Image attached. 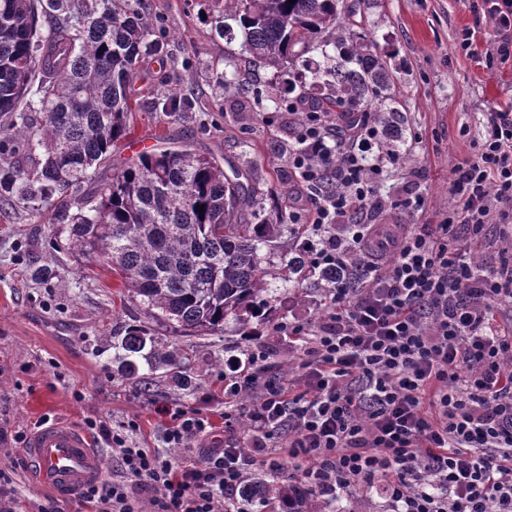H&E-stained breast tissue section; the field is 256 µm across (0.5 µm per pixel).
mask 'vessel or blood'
<instances>
[{
	"mask_svg": "<svg viewBox=\"0 0 512 512\" xmlns=\"http://www.w3.org/2000/svg\"><path fill=\"white\" fill-rule=\"evenodd\" d=\"M27 455L37 480L65 499L76 498L86 485L103 476L100 456L89 439L65 424L34 431Z\"/></svg>",
	"mask_w": 512,
	"mask_h": 512,
	"instance_id": "b4317fda",
	"label": "vessel or blood"
}]
</instances>
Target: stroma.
Returning a JSON list of instances; mask_svg holds the SVG:
<instances>
[{
    "instance_id": "obj_1",
    "label": "stroma",
    "mask_w": 512,
    "mask_h": 512,
    "mask_svg": "<svg viewBox=\"0 0 512 512\" xmlns=\"http://www.w3.org/2000/svg\"><path fill=\"white\" fill-rule=\"evenodd\" d=\"M211 9L210 0H145L155 46L141 59L130 134L111 164L122 167L137 155L134 141L142 138L151 150L187 146L220 164L253 168L266 217L287 223L289 212L309 209L288 167V115L253 109L254 94L282 93L281 79L255 67L239 40L219 36ZM466 27L492 28L466 0H378L366 22L377 52L397 66L394 91L406 119L401 160L384 183L391 195L410 185L426 197L421 211L399 206L373 215V223H441L451 203L452 166L470 156L486 112L512 104V67L477 66L459 47ZM230 64L248 94L216 86L217 73ZM165 84L192 96L194 111L177 118L153 111ZM144 320L142 306L127 299L107 266L85 265L51 210L0 205L1 432L28 435L55 421L82 429L91 419L115 427L135 420L134 445L153 450L162 447L167 423L158 408L168 405L207 413L223 435L220 376L229 363L245 360L250 337L232 324L219 336L175 337L157 327L159 342L175 343L192 385L167 369L147 389L112 361L114 337ZM21 456L10 440L0 443V469L11 471L16 487L14 512H37L53 493L34 483L29 469H12Z\"/></svg>"
}]
</instances>
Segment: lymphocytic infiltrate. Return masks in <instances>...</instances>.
I'll return each mask as SVG.
<instances>
[{"instance_id": "1", "label": "lymphocytic infiltrate", "mask_w": 512, "mask_h": 512, "mask_svg": "<svg viewBox=\"0 0 512 512\" xmlns=\"http://www.w3.org/2000/svg\"><path fill=\"white\" fill-rule=\"evenodd\" d=\"M493 36L463 29L462 51L489 42L486 59L512 61V0H470ZM302 153L288 164L302 182L334 176L340 192L313 201L314 268L338 273L317 324L284 321L303 386L267 378L270 348L249 349V368L224 379V445L201 465L173 448L207 440L200 410L162 407L165 451L133 446L138 428L89 422L120 460L117 477L87 485L91 512H223L255 466L300 467L303 483L335 497L378 486L393 512H512V263L476 261L490 224L512 222V105L486 113L476 152L457 164L454 200L440 224L370 223L388 200L375 185L399 157L383 153L362 112H312L303 100ZM249 429L237 436V414Z\"/></svg>"}]
</instances>
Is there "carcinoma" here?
<instances>
[{
	"label": "carcinoma",
	"instance_id": "1",
	"mask_svg": "<svg viewBox=\"0 0 512 512\" xmlns=\"http://www.w3.org/2000/svg\"><path fill=\"white\" fill-rule=\"evenodd\" d=\"M222 35L241 31L242 50L263 67L320 88L318 112H364L370 125L394 113L391 59L374 50L356 20L370 0H215ZM152 29L143 0H0V201L31 211L57 209L62 230L87 260L111 268L131 301L177 336H216L233 323L250 336L287 318L270 294L266 249L282 225L252 222L264 211L251 172L188 148L137 154L108 176L112 149L129 134L130 85ZM175 87L155 109L189 112ZM34 158L26 169L20 157ZM306 224L288 225L291 273L303 271ZM112 359L151 376L182 368L176 350L143 326L126 331ZM248 506L325 512L301 481L246 477Z\"/></svg>",
	"mask_w": 512,
	"mask_h": 512
}]
</instances>
